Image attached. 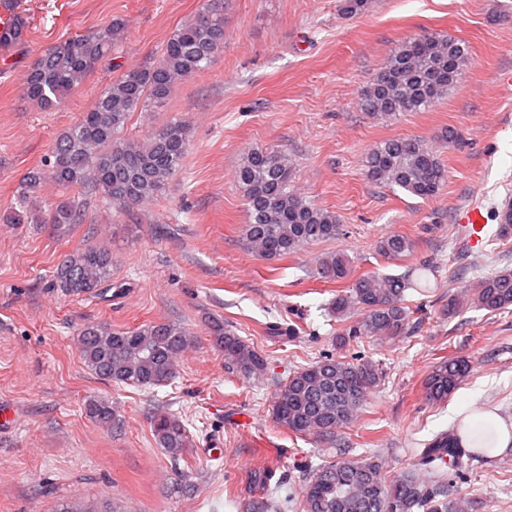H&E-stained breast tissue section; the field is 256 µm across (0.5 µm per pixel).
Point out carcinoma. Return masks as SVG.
<instances>
[{
	"label": "carcinoma",
	"mask_w": 512,
	"mask_h": 512,
	"mask_svg": "<svg viewBox=\"0 0 512 512\" xmlns=\"http://www.w3.org/2000/svg\"><path fill=\"white\" fill-rule=\"evenodd\" d=\"M27 21L15 15L10 27L0 30V48L27 41ZM119 18L85 35L69 37L48 48L25 75L27 97L40 109L51 111L102 62L125 33ZM224 40V0H202L194 18L182 24L162 44L158 57L127 70L102 89L90 110L60 133L38 168L28 173L16 189L17 205L3 221L32 224L40 218L30 199L38 186L51 181L63 189H88L118 209L138 205L162 194L179 172L190 145V125L171 118L144 141L126 138L124 129L135 112L165 107L175 89L214 62ZM462 43L445 35H423L399 44L384 66L361 92L364 111L376 118L403 112H420L448 95L468 66ZM367 176L374 182L400 188L423 200L441 194L448 170L424 141L415 137L387 139L366 157ZM241 196L249 211L244 242L268 261L296 253L308 244L331 239L340 230L333 211L315 205L292 187L288 157L276 151L252 149L244 153L236 172ZM85 204L68 198L51 214L56 226L83 223ZM405 235L381 238L383 255L401 256L411 251ZM400 275L373 272L359 277L350 292L336 295L333 313L340 321L355 308L364 318L336 335L345 345L359 336L391 339L406 329L408 314L403 301L410 289H424L422 280L434 273L431 266ZM349 260L340 253L321 257L314 277L340 283L350 276ZM52 286L68 295L95 296L112 287V251L86 245L65 255L53 275ZM512 307V272L481 281L472 294L448 296L444 314L452 318L465 309L495 312ZM216 349L224 363L244 377L266 370L267 357L221 321L210 324ZM195 339L175 322L148 323L115 329L108 323L83 326L77 346L85 365L97 376L116 384L152 388L169 383L178 358ZM471 371L463 358H444L425 382L426 397L448 399ZM380 380L378 366L369 360H348L324 354L281 384L273 405L275 422L296 433H315L333 439L347 427ZM86 414L98 425L119 426L112 402L94 397ZM155 443L177 466L190 437L183 418L158 411L151 416ZM465 455L458 434L438 433L419 453L417 465L435 472L430 483L408 472L388 481L373 458L351 456L336 449V458L309 467L302 488L303 512H461L456 498L459 460ZM448 470H442V465ZM281 504L270 495L248 501L246 512H279Z\"/></svg>",
	"instance_id": "cac0c4a2"
}]
</instances>
